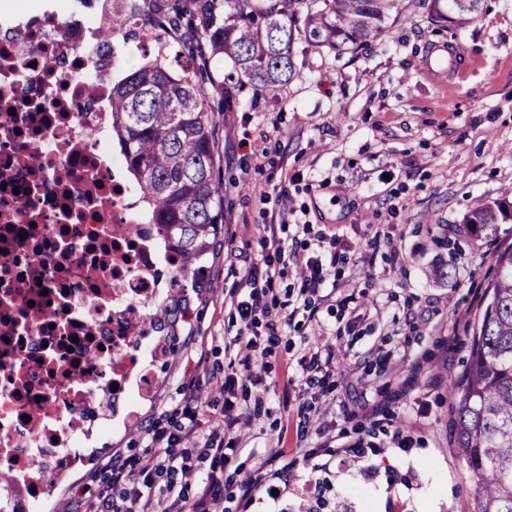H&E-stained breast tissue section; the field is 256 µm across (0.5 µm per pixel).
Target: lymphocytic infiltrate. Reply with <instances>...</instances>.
I'll list each match as a JSON object with an SVG mask.
<instances>
[{
	"label": "lymphocytic infiltrate",
	"mask_w": 512,
	"mask_h": 512,
	"mask_svg": "<svg viewBox=\"0 0 512 512\" xmlns=\"http://www.w3.org/2000/svg\"><path fill=\"white\" fill-rule=\"evenodd\" d=\"M265 232L268 254L259 262L245 260L241 290L229 297L241 327L224 345L225 366L210 361L214 337H196L178 399L138 427L135 452L116 450L96 457L87 477L71 486L79 512H224V470L234 454L232 446L265 404L261 393L249 409L237 405L234 397L239 384L262 381L256 370L261 340L256 326L265 310L266 289L282 266L292 263L300 271L303 289L316 290L355 249L348 238L322 234L318 240L329 243L330 253L291 256L275 225H266ZM287 445L288 435L283 432L257 455L254 470L237 482L243 498L250 500L260 493L279 502L281 481L311 460L307 454L289 457Z\"/></svg>",
	"instance_id": "obj_1"
}]
</instances>
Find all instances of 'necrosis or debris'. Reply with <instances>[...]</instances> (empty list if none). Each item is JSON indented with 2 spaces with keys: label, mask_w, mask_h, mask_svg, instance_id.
Segmentation results:
<instances>
[{
  "label": "necrosis or debris",
  "mask_w": 512,
  "mask_h": 512,
  "mask_svg": "<svg viewBox=\"0 0 512 512\" xmlns=\"http://www.w3.org/2000/svg\"><path fill=\"white\" fill-rule=\"evenodd\" d=\"M112 49L92 19L0 0V476L49 512L158 389L153 314L181 255L139 213L112 150Z\"/></svg>",
  "instance_id": "4bbe7bcc"
}]
</instances>
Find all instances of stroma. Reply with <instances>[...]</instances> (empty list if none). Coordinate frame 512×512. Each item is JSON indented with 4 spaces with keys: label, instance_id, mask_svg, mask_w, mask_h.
<instances>
[{
    "label": "stroma",
    "instance_id": "stroma-1",
    "mask_svg": "<svg viewBox=\"0 0 512 512\" xmlns=\"http://www.w3.org/2000/svg\"><path fill=\"white\" fill-rule=\"evenodd\" d=\"M294 54L299 78L274 95L244 86L235 111L216 115L224 232L212 287L192 302L194 324L205 336H235L240 321L223 299L238 286L242 257H261L268 224L306 255L321 231L360 242L331 275L356 283L355 302L329 306L325 285L310 296L335 350L327 392L290 367L312 327L283 328L268 345L269 411L235 462L250 470L251 450L285 427L289 453L314 446L316 436L294 428L300 407L321 397L337 450L329 469L313 471L329 487L320 512H458L474 486L454 454L450 384L469 355L493 256L512 247V223L486 239L464 224L477 201H512V0H484L461 30L410 11L358 52L299 42ZM300 212L304 233L294 225ZM439 266L446 278H434ZM193 348L184 338L169 357L139 419L160 415ZM258 387L237 389L238 405ZM374 419L402 427L410 447L372 435Z\"/></svg>",
    "mask_w": 512,
    "mask_h": 512
}]
</instances>
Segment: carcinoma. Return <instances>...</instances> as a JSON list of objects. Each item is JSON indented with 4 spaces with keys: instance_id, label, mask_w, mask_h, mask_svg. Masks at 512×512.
<instances>
[{
    "instance_id": "obj_1",
    "label": "carcinoma",
    "mask_w": 512,
    "mask_h": 512,
    "mask_svg": "<svg viewBox=\"0 0 512 512\" xmlns=\"http://www.w3.org/2000/svg\"><path fill=\"white\" fill-rule=\"evenodd\" d=\"M184 0L153 16L138 0L102 20L104 35L130 34L149 24L160 50L153 60L112 84V134L127 172L140 190L150 223L181 253L185 277L155 313V329L177 340L191 294L211 288L224 220V186L216 179L218 131L208 99H224V81L203 86L212 58L231 66L237 80L274 92L299 75L292 47L298 41L329 52L366 48L387 21L410 6L437 20L467 27L483 0ZM175 43L187 54L176 73L161 50ZM512 223V203L479 202L466 219L476 238ZM490 299L474 329L469 361L451 383L453 442L474 482L473 500L460 512H512V250L498 255Z\"/></svg>"
}]
</instances>
